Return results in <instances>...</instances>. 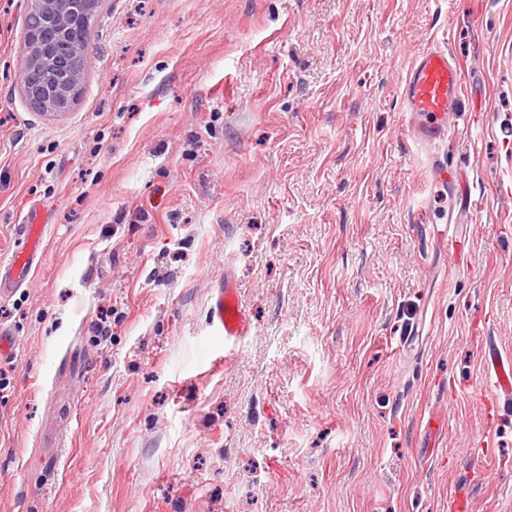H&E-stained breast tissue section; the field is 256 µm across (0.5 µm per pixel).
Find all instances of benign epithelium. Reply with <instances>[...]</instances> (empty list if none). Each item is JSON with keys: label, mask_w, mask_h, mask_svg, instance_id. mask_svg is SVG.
<instances>
[{"label": "benign epithelium", "mask_w": 512, "mask_h": 512, "mask_svg": "<svg viewBox=\"0 0 512 512\" xmlns=\"http://www.w3.org/2000/svg\"><path fill=\"white\" fill-rule=\"evenodd\" d=\"M103 0H24L26 25L17 82L30 107L47 116L67 113L83 84L86 46Z\"/></svg>", "instance_id": "benign-epithelium-1"}]
</instances>
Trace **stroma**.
Wrapping results in <instances>:
<instances>
[{
  "label": "stroma",
  "mask_w": 512,
  "mask_h": 512,
  "mask_svg": "<svg viewBox=\"0 0 512 512\" xmlns=\"http://www.w3.org/2000/svg\"><path fill=\"white\" fill-rule=\"evenodd\" d=\"M24 27L0 0V261L49 213L0 300V512H512V405L476 401L483 337L512 352V0H104L59 117ZM432 43L479 122L431 154L488 200L451 248L401 112ZM47 224V216L39 208L30 209L25 215L20 242L9 259L0 262V297L6 282L14 288H21L31 279L35 260L42 251ZM210 323L226 343L235 344L251 333V322L241 303L239 289L228 273L211 295Z\"/></svg>",
  "instance_id": "stroma-1"
}]
</instances>
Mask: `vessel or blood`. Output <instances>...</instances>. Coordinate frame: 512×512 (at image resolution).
<instances>
[{
	"mask_svg": "<svg viewBox=\"0 0 512 512\" xmlns=\"http://www.w3.org/2000/svg\"><path fill=\"white\" fill-rule=\"evenodd\" d=\"M464 92L462 70L446 47L427 45L418 50L402 80V110L405 130L421 149L439 145L455 133L462 117L458 109ZM447 197L449 211L474 213L482 210L480 197H457L455 172L447 163L428 167L422 195L413 211L414 223L430 221L436 198ZM46 214L38 208L24 217L22 235L8 260L0 262V285L19 288L26 284L42 250ZM210 323L225 342L234 344L251 333V322L243 307L237 284L232 276L214 289L211 295ZM483 385L477 397L487 409L512 403V353L503 351L494 338H487L481 348Z\"/></svg>",
	"mask_w": 512,
	"mask_h": 512,
	"instance_id": "1",
	"label": "vessel or blood"
}]
</instances>
